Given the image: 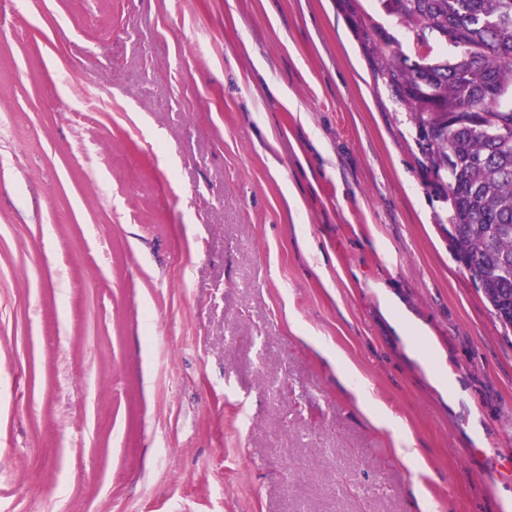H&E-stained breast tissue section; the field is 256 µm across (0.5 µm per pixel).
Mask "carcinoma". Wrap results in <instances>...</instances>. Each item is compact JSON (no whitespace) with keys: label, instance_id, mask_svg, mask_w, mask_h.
Wrapping results in <instances>:
<instances>
[{"label":"carcinoma","instance_id":"obj_1","mask_svg":"<svg viewBox=\"0 0 512 512\" xmlns=\"http://www.w3.org/2000/svg\"><path fill=\"white\" fill-rule=\"evenodd\" d=\"M423 43L434 33L452 59L412 60L384 42L382 76L431 131L423 164L448 176L450 250L512 328V0H382Z\"/></svg>","mask_w":512,"mask_h":512}]
</instances>
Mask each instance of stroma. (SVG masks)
<instances>
[{
	"label": "stroma",
	"instance_id": "obj_1",
	"mask_svg": "<svg viewBox=\"0 0 512 512\" xmlns=\"http://www.w3.org/2000/svg\"><path fill=\"white\" fill-rule=\"evenodd\" d=\"M386 40L381 0L0 8V512H512V329ZM382 303L387 315L401 332L405 335H411L407 336L411 342L414 336L422 333L421 327L407 317L404 307L393 295L384 293Z\"/></svg>",
	"mask_w": 512,
	"mask_h": 512
}]
</instances>
